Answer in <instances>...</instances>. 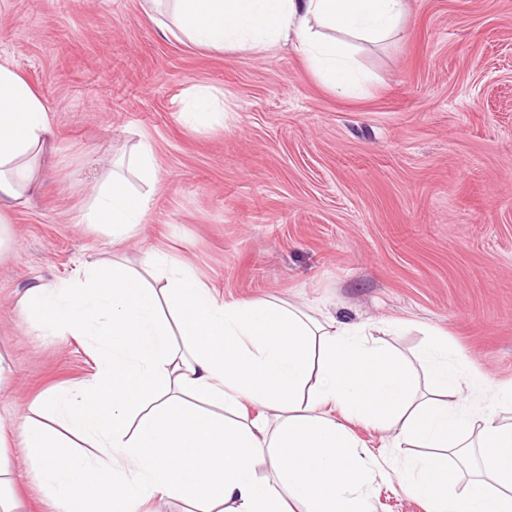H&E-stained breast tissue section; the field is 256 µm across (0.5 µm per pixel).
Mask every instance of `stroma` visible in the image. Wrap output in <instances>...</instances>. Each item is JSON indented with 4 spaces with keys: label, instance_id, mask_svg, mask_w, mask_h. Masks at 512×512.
I'll return each instance as SVG.
<instances>
[{
    "label": "stroma",
    "instance_id": "obj_1",
    "mask_svg": "<svg viewBox=\"0 0 512 512\" xmlns=\"http://www.w3.org/2000/svg\"><path fill=\"white\" fill-rule=\"evenodd\" d=\"M0 63L46 102L42 183L0 251V425L94 370L88 344L26 331L18 300L84 261L137 263L164 248L227 300L273 297L311 317L367 325L418 380L430 334L485 380L474 410L512 383V0H407L399 32L359 43L360 96L327 88L292 42L216 50L162 34L140 0H0ZM212 93L220 126L180 116ZM159 184L142 235L121 248L77 223L140 139ZM396 467L416 448L351 426ZM0 497L55 512L10 440ZM372 512H426L374 471Z\"/></svg>",
    "mask_w": 512,
    "mask_h": 512
}]
</instances>
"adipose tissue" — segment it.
<instances>
[{
	"label": "adipose tissue",
	"mask_w": 512,
	"mask_h": 512,
	"mask_svg": "<svg viewBox=\"0 0 512 512\" xmlns=\"http://www.w3.org/2000/svg\"><path fill=\"white\" fill-rule=\"evenodd\" d=\"M143 10L162 32L215 49L262 53L293 39L325 84L352 94L358 43L394 34L406 2L144 0ZM52 135L43 99L0 63V212L29 203ZM156 180L144 139L78 223L116 244L138 237ZM22 302L28 332L83 337L98 358L89 377L33 401L18 429L57 512H148L156 499L195 512H371L363 487L378 463L352 421L424 448L397 479L427 512H512V423L466 408L459 395L481 377L445 341L420 351L421 398L406 361L366 329L273 299L225 300L160 249L135 267L82 263L67 279L32 284ZM77 439L94 456L74 451ZM473 450L482 467L472 477L449 467V456ZM264 463L272 478L258 477Z\"/></svg>",
	"instance_id": "ef3b65f1"
}]
</instances>
